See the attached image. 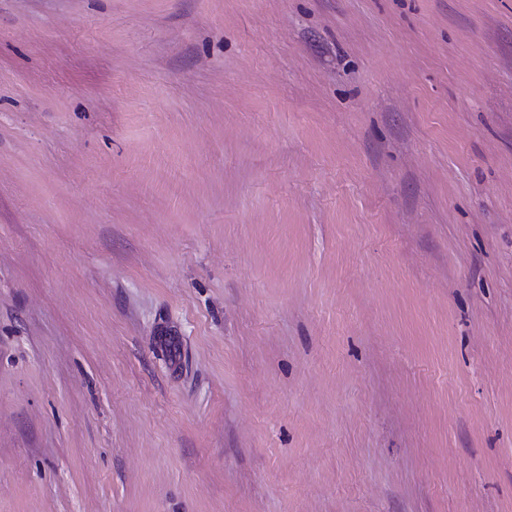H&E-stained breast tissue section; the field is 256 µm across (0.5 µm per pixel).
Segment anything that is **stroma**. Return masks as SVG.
Here are the masks:
<instances>
[{
	"instance_id": "1",
	"label": "stroma",
	"mask_w": 512,
	"mask_h": 512,
	"mask_svg": "<svg viewBox=\"0 0 512 512\" xmlns=\"http://www.w3.org/2000/svg\"><path fill=\"white\" fill-rule=\"evenodd\" d=\"M0 512H512V0H0Z\"/></svg>"
}]
</instances>
